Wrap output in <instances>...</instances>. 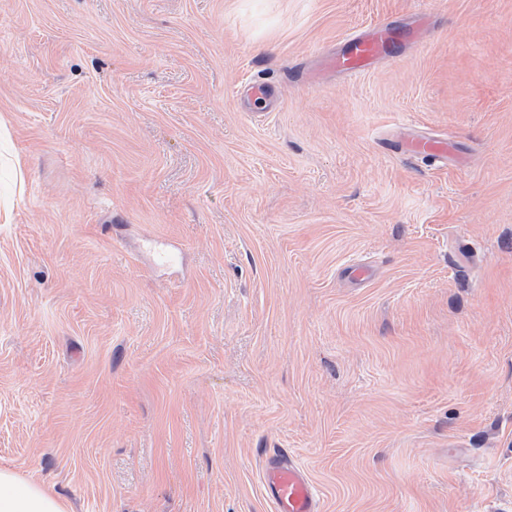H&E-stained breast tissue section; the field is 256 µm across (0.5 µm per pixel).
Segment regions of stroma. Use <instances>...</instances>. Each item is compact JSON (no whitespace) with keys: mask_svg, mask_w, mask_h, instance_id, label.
Listing matches in <instances>:
<instances>
[{"mask_svg":"<svg viewBox=\"0 0 512 512\" xmlns=\"http://www.w3.org/2000/svg\"><path fill=\"white\" fill-rule=\"evenodd\" d=\"M0 122V468L272 512L284 448L324 512H512V0H0ZM389 34L378 27L371 35L348 38L345 50L326 61V66L342 74L355 76L368 71L383 55ZM409 149L415 154H429L438 161L448 156V142L443 139H419Z\"/></svg>","mask_w":512,"mask_h":512,"instance_id":"35a3bbf8","label":"stroma"}]
</instances>
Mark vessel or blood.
Segmentation results:
<instances>
[{"instance_id": "obj_1", "label": "vessel or blood", "mask_w": 512, "mask_h": 512, "mask_svg": "<svg viewBox=\"0 0 512 512\" xmlns=\"http://www.w3.org/2000/svg\"><path fill=\"white\" fill-rule=\"evenodd\" d=\"M389 34L376 28L371 35L348 38L344 51L327 60L328 68L355 76L368 71L383 55ZM262 487L274 512H323L319 490L287 453L265 460Z\"/></svg>"}]
</instances>
